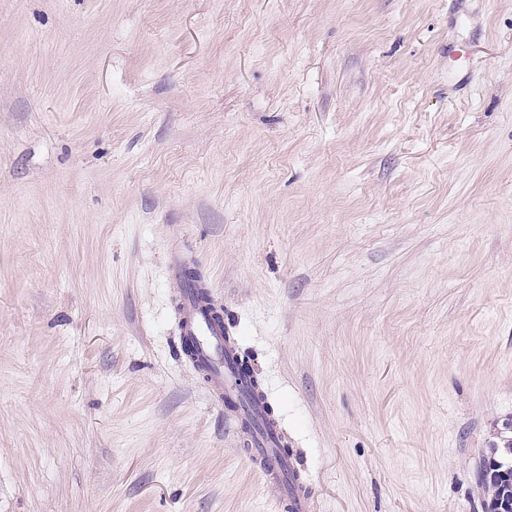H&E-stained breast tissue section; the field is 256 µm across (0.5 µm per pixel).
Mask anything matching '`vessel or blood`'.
I'll list each match as a JSON object with an SVG mask.
<instances>
[{
  "mask_svg": "<svg viewBox=\"0 0 512 512\" xmlns=\"http://www.w3.org/2000/svg\"><path fill=\"white\" fill-rule=\"evenodd\" d=\"M179 308L180 335L192 344L211 396L218 402L234 404L238 422L248 431L245 446L259 461L266 480L279 488L289 512H309L306 487L278 451V428L267 421L263 399L253 395L239 376L235 354L224 342L223 326L212 320L197 288L182 289Z\"/></svg>",
  "mask_w": 512,
  "mask_h": 512,
  "instance_id": "vessel-or-blood-1",
  "label": "vessel or blood"
}]
</instances>
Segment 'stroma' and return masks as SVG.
Masks as SVG:
<instances>
[{"label":"stroma","mask_w":512,"mask_h":512,"mask_svg":"<svg viewBox=\"0 0 512 512\" xmlns=\"http://www.w3.org/2000/svg\"><path fill=\"white\" fill-rule=\"evenodd\" d=\"M177 247L310 512H484L512 0H0V512H287L181 351Z\"/></svg>","instance_id":"obj_1"}]
</instances>
